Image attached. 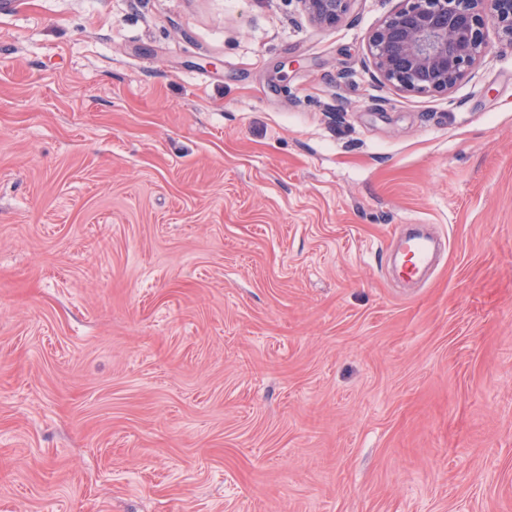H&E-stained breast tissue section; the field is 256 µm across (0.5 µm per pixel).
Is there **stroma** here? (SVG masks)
Segmentation results:
<instances>
[{
    "mask_svg": "<svg viewBox=\"0 0 512 512\" xmlns=\"http://www.w3.org/2000/svg\"><path fill=\"white\" fill-rule=\"evenodd\" d=\"M399 4L0 0V512H512V39ZM353 0H297L310 21L322 27H335L348 13ZM368 35L371 77L409 93L448 94L487 53L489 25L512 39V0H401Z\"/></svg>",
    "mask_w": 512,
    "mask_h": 512,
    "instance_id": "stroma-1",
    "label": "stroma"
}]
</instances>
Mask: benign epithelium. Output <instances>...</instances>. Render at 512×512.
<instances>
[{
  "mask_svg": "<svg viewBox=\"0 0 512 512\" xmlns=\"http://www.w3.org/2000/svg\"><path fill=\"white\" fill-rule=\"evenodd\" d=\"M310 21L334 27L352 0H297ZM368 35L371 77L409 93L446 94L487 53L488 26L512 38V0H401Z\"/></svg>",
  "mask_w": 512,
  "mask_h": 512,
  "instance_id": "obj_1",
  "label": "benign epithelium"
}]
</instances>
